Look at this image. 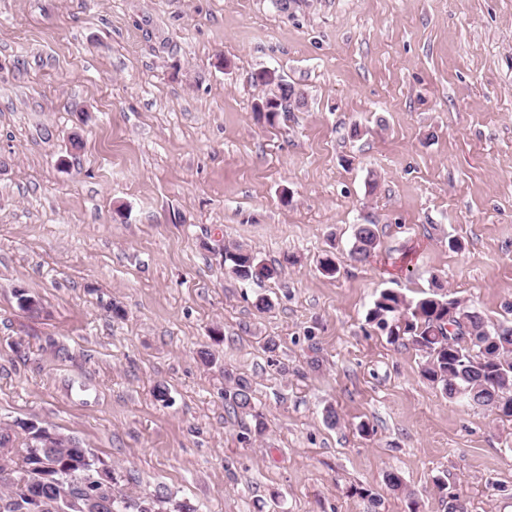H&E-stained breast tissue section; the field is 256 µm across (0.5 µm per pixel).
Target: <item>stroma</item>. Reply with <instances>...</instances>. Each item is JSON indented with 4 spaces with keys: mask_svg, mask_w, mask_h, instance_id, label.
Listing matches in <instances>:
<instances>
[{
    "mask_svg": "<svg viewBox=\"0 0 512 512\" xmlns=\"http://www.w3.org/2000/svg\"><path fill=\"white\" fill-rule=\"evenodd\" d=\"M262 70L303 105L257 112ZM230 244L281 277L237 280ZM435 282L512 304V0H0V426L198 512H447L438 477L512 512V419L367 320ZM374 225L358 224L354 233V243L350 251L351 259L356 262L367 261L377 247V234ZM224 378L227 385L224 387V403L228 410L234 414H249L255 419L254 433L258 436L265 432V423L260 414L254 412L252 390L248 380L241 376L225 371Z\"/></svg>",
    "mask_w": 512,
    "mask_h": 512,
    "instance_id": "1",
    "label": "stroma"
}]
</instances>
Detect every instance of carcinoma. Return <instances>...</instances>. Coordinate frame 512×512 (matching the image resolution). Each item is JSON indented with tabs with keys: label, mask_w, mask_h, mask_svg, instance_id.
<instances>
[{
	"label": "carcinoma",
	"mask_w": 512,
	"mask_h": 512,
	"mask_svg": "<svg viewBox=\"0 0 512 512\" xmlns=\"http://www.w3.org/2000/svg\"><path fill=\"white\" fill-rule=\"evenodd\" d=\"M255 82L275 86L273 104L262 101L258 111L273 117L286 112L297 98L295 88L280 76L262 71ZM377 247L373 225L359 224L350 251L356 262L367 261ZM224 266L237 279L262 284L281 276V268L268 264L257 253L243 246L224 247ZM369 322L387 333L393 341L402 336L422 358L421 374L440 386L444 396L463 401L487 411H504L512 417V320L490 322L482 311L471 304L442 292L436 285L416 298L408 299L394 290L378 293L367 314ZM224 403L234 414H249L255 419L254 433L265 432V423L254 412L252 390L248 380L224 372ZM21 462L12 468V460L0 456V474L9 471L13 477L0 486V503L21 500V504L0 512H76L67 504V496H91L102 502L109 499L106 491H95L86 483L89 475H98L99 461L78 441L63 437L56 447L35 451L31 431L23 424ZM53 474L48 481L40 476L37 466ZM159 498L126 496L124 506L115 512H160Z\"/></svg>",
	"instance_id": "cac0c4a2"
}]
</instances>
